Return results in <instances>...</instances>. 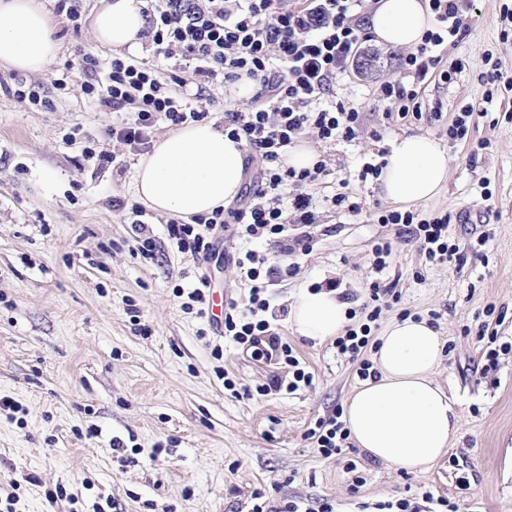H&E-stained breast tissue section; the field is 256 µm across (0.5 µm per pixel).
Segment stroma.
I'll list each match as a JSON object with an SVG mask.
<instances>
[{
	"label": "stroma",
	"mask_w": 512,
	"mask_h": 512,
	"mask_svg": "<svg viewBox=\"0 0 512 512\" xmlns=\"http://www.w3.org/2000/svg\"><path fill=\"white\" fill-rule=\"evenodd\" d=\"M96 4L84 0L76 31L50 0L61 53L26 80L52 99L51 111L7 94L18 73L0 67V399L20 408L18 419L0 415V499L15 496L16 512H253L260 491L278 507L326 499L334 512H361L364 504L380 512L400 499L424 506L430 493L459 512H512V90L484 76L493 63L512 77V35L500 20L512 0H474L468 35L443 51L444 64L463 61L462 72L448 84L435 72L423 83L427 102L440 105L436 120L387 116L373 90L399 78V51L364 44L365 68L349 66L334 88L359 107L361 132L351 142L316 144L329 173L302 187L319 217L314 248L289 256L295 271L272 291L273 306L288 308L301 289L334 281L358 310L379 279L398 301L383 310L378 328L406 314H437L445 348L435 378L456 402L461 429L454 448L425 474L360 449L329 458L316 451L310 429L342 408L360 379L333 342L304 341L287 318L278 320L280 334L313 383L256 393L281 366L252 360L173 294L192 291L202 273L228 297L247 287L230 266L194 263L167 244L169 214L152 209L146 217L163 255H136L132 217L113 209L112 199L137 203L141 156L102 136L134 115L101 111L81 91L86 75L77 50L93 52L104 68L112 59L92 32ZM57 78L66 79L67 91L53 88ZM482 102L486 117L464 139L449 140L454 112ZM73 131L76 142L65 143ZM405 131L448 148L445 189L413 207L426 219L458 213L448 226V241L461 252L452 264L429 262L415 244L395 241L394 226L374 214L391 202L376 179L359 177ZM89 139L116 155L123 173L85 159ZM343 179L359 214L329 203ZM384 239L393 253L378 272L370 258ZM143 325L151 336L140 335ZM484 326L508 346L492 369L477 338ZM228 379L235 390L225 389ZM116 436L137 449V465L123 466L111 447ZM460 471L469 490L455 486ZM60 487L64 496L51 499Z\"/></svg>",
	"instance_id": "35a3bbf8"
}]
</instances>
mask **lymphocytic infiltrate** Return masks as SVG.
<instances>
[{
	"instance_id": "1",
	"label": "lymphocytic infiltrate",
	"mask_w": 512,
	"mask_h": 512,
	"mask_svg": "<svg viewBox=\"0 0 512 512\" xmlns=\"http://www.w3.org/2000/svg\"><path fill=\"white\" fill-rule=\"evenodd\" d=\"M365 0H147L148 28L145 36L155 57L192 68L198 78V95L188 99L179 89L177 75L160 76L145 63L116 57L105 80L95 72L98 59L82 54L80 64L90 78L83 94L96 97L106 112H131L133 122L109 128L107 134L130 151L146 150L158 122L180 127L206 118L214 98L202 91L216 84L253 82L256 92L250 105L224 112V133L244 144L245 165L255 171L243 199L209 214L195 216L191 223L170 221L168 236L178 251L195 261L211 260L220 234L264 239L277 254V261L246 251L225 255L238 277L248 287L246 304L228 299L224 304V333L249 352L252 359L276 362L287 367L291 380L280 376L257 386L258 394L311 385L293 347L283 340L267 319L271 288L288 275L282 258L312 251L308 226L317 220L308 195L300 186L327 171L325 161L313 168L295 169L282 165L281 157L290 144L308 136L322 143L357 138L361 112L348 100H328L331 87L347 71L367 40L364 28L354 23V12ZM435 18L433 30L418 46L399 54L400 77L382 82L377 98L387 112L399 117L422 118L427 104L421 83L437 68L440 46L458 44L469 32L472 0H428ZM296 191L291 201L282 192ZM379 223L392 224L399 238L418 244L429 261L452 263L458 253L448 241L451 214L429 220L414 210L383 211ZM301 232H293V225ZM393 288L372 282L366 321L347 327L336 339L339 354L359 365L357 375L368 379L374 371L363 354L372 339V324L384 307L395 300Z\"/></svg>"
}]
</instances>
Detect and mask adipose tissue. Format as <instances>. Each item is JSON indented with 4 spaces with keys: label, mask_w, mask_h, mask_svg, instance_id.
I'll list each match as a JSON object with an SVG mask.
<instances>
[{
    "label": "adipose tissue",
    "mask_w": 512,
    "mask_h": 512,
    "mask_svg": "<svg viewBox=\"0 0 512 512\" xmlns=\"http://www.w3.org/2000/svg\"><path fill=\"white\" fill-rule=\"evenodd\" d=\"M143 0H101L91 18L98 44L140 52L146 25ZM426 0H377L366 19L376 44L411 48L433 27ZM46 0H0V65L41 73L61 46ZM448 150L425 135L394 136L378 178L382 196L405 204L439 195L448 180ZM136 192L155 210L193 216L230 203L243 183V150L200 121L161 138L136 171ZM349 306L332 288L303 289L289 320L295 333L324 342L341 336ZM444 342L427 319L390 322L373 355L377 377L362 381L343 406L352 441L378 461L408 472H427L461 428L460 414L435 383Z\"/></svg>",
    "instance_id": "obj_1"
}]
</instances>
